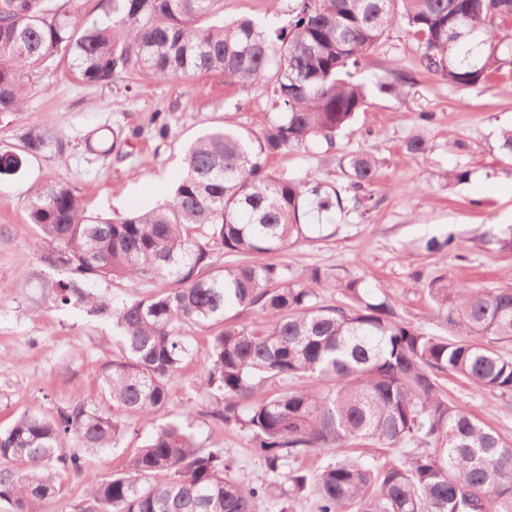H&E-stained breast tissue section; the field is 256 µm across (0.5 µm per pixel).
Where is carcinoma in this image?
Wrapping results in <instances>:
<instances>
[{"label":"carcinoma","instance_id":"carcinoma-1","mask_svg":"<svg viewBox=\"0 0 512 512\" xmlns=\"http://www.w3.org/2000/svg\"><path fill=\"white\" fill-rule=\"evenodd\" d=\"M221 2L112 0V20L100 21L83 13L82 0H0L1 114L22 110L24 77L62 52L89 85L129 68L156 80L219 71L242 88L266 80L277 109L258 134L215 126L198 137L171 198L145 212L96 220L68 184L32 188L29 220L52 264L80 280L137 288L168 279L175 287L112 309L117 351L100 377L108 410L80 399L49 417L35 405L0 430L8 462L0 512H39L62 493L61 473L83 468L66 451L70 436L87 448H117L127 431L118 417L153 421L194 355L187 329L205 324L218 331L198 392L214 398L212 419L249 431L265 470L239 481L223 449L198 446L170 421L126 469L89 480L81 512H262L283 478L315 495L316 512H512V441L462 411L445 388L453 376L512 396V356L492 348L512 340V286L431 279L424 291L444 329L432 334L403 321L359 277L336 276L339 300L327 304L320 267L296 274L261 260L306 237L311 206L328 215L344 208L338 190L312 177H276L267 160L290 147L335 144L367 106L353 71L386 32L403 22L427 72L475 88L512 65V0H295L290 28L275 35L246 18L217 17ZM412 84L393 67L378 89L400 97ZM22 141L36 155L46 133L34 128ZM20 166V156L0 153V181ZM348 169L350 201L366 212L377 162L358 153ZM218 253L230 260L214 273ZM245 313L249 320L237 321ZM295 378L307 384L290 385ZM267 382L274 391L257 396ZM358 442L366 449L356 458L294 466Z\"/></svg>","mask_w":512,"mask_h":512}]
</instances>
